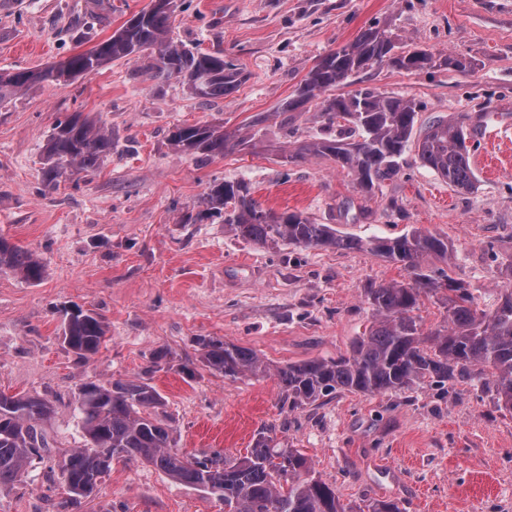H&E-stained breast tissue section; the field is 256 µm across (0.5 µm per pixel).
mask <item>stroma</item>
I'll return each instance as SVG.
<instances>
[{"instance_id":"stroma-1","label":"stroma","mask_w":512,"mask_h":512,"mask_svg":"<svg viewBox=\"0 0 512 512\" xmlns=\"http://www.w3.org/2000/svg\"><path fill=\"white\" fill-rule=\"evenodd\" d=\"M0 0V70L36 69L108 39L148 0ZM378 26L401 50L463 56L469 71L376 66L357 87L415 100L418 122L487 113L492 136L473 135L475 189L448 184L407 152L396 179L373 199L324 157L284 162L282 152L317 136L316 110L271 118L262 142L219 157L183 152L178 125L223 124L247 134L252 116L293 97L330 51ZM170 37L220 52L242 73L226 97L204 101L179 80L157 83L141 59L119 60L67 84H45L0 108V235L37 252L45 275L30 284L0 272V390L37 395L49 451L22 482L0 486V512H68L53 466L82 447L83 383L149 378L185 453L246 454L269 430L307 456L341 502L391 501L401 512H512V410L476 382L442 391L339 392L289 407L275 375L230 381L201 369L197 337L255 350L271 366L347 352L368 325L365 288L399 282L401 264L358 251L258 246L204 216L211 182L244 180L264 209L299 212L338 235L396 237L412 230L446 239L445 269L493 310L512 289V0H181ZM82 113L112 132L95 173L56 189L42 177L56 122ZM399 208L391 211L388 200ZM193 223H186V216ZM98 312L107 340L89 361L60 339L62 308ZM167 351L152 369L151 357ZM80 512H224V504L171 481L154 466L116 463Z\"/></svg>"}]
</instances>
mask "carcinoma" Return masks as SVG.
I'll return each mask as SVG.
<instances>
[{
	"instance_id": "1",
	"label": "carcinoma",
	"mask_w": 512,
	"mask_h": 512,
	"mask_svg": "<svg viewBox=\"0 0 512 512\" xmlns=\"http://www.w3.org/2000/svg\"><path fill=\"white\" fill-rule=\"evenodd\" d=\"M176 10V0H155L151 9L133 14L108 40L87 52L44 69L0 70V107L44 82H71L147 50L152 51L144 69L149 79L175 78L202 100L231 94L241 81L233 60L177 45L169 38ZM375 65L429 71L442 66L465 70L471 63L452 56L439 60L423 48L400 52L388 31L368 28L354 42L319 59L295 95L277 108L279 113L295 112L311 105L326 131L303 142L284 161L331 157L348 170L361 193L372 196L399 174L400 160L413 148L422 165L448 184L473 189L476 176L466 146L465 118H439L418 134L420 106L411 99L368 88L329 94L354 84L357 74ZM269 118L267 113L254 116L246 137L227 132L222 125L177 126L170 142L192 154L222 156L261 136ZM111 151L112 133L78 113L59 120L44 146L43 181L54 189L74 171L92 173ZM204 204L208 213L224 215L225 226L245 241L265 245L282 240L297 248L367 251L414 273L410 283L364 289L371 321L349 352L276 368L282 400L299 406L341 391L397 392L420 382L443 387L476 374L494 391L500 406L512 409V290L494 310L485 311L462 283L446 274L423 272L427 259L448 260L447 240L420 231L389 239L341 237L329 225L314 224L298 212L277 214L261 208L244 181L211 183ZM0 271L37 283L45 264L37 253L0 236ZM429 294L440 296L448 326L425 334L414 312L420 298ZM106 333L96 311L64 312L62 343L78 358L85 361L96 355ZM196 344L202 368L228 380L270 372L252 349L206 336L197 338ZM163 406V397L146 379L88 382L80 387L77 410L85 444L66 453L58 465L71 508L93 494L113 462L135 460L217 496L224 502V512H400L391 501L364 509L342 503L334 488L312 474L308 459L270 430L258 433L253 448L243 456L227 457L220 450L185 455L176 448V428ZM50 413V403L39 396L0 391V485L22 481L35 462L44 460L46 439L40 423Z\"/></svg>"
}]
</instances>
